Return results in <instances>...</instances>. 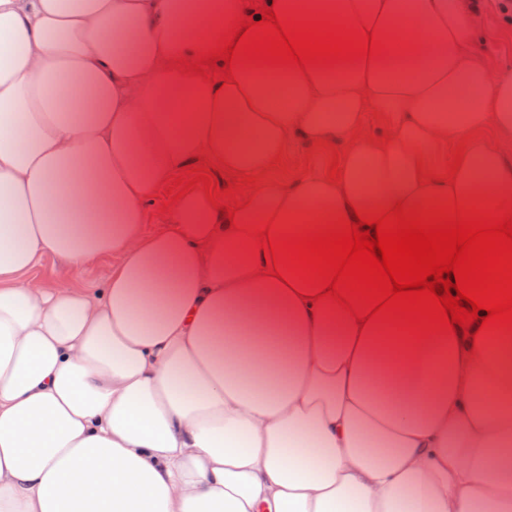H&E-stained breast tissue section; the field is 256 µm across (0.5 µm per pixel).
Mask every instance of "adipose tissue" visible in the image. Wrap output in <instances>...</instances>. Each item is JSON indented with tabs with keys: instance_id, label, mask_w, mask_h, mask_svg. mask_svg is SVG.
<instances>
[{
	"instance_id": "ef3b65f1",
	"label": "adipose tissue",
	"mask_w": 512,
	"mask_h": 512,
	"mask_svg": "<svg viewBox=\"0 0 512 512\" xmlns=\"http://www.w3.org/2000/svg\"><path fill=\"white\" fill-rule=\"evenodd\" d=\"M263 2L389 54L212 84L180 63L250 0H0V512H512V332L358 327L252 236L512 202V69L470 54L478 0ZM295 139L342 145L338 176L270 181ZM202 158L247 184L234 224L195 190L145 232ZM109 255L98 285L30 277Z\"/></svg>"
}]
</instances>
